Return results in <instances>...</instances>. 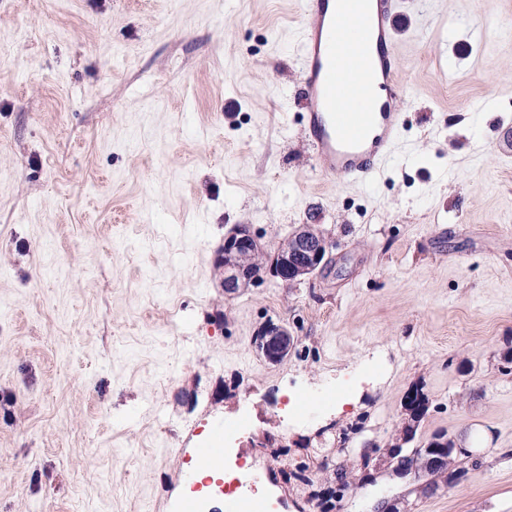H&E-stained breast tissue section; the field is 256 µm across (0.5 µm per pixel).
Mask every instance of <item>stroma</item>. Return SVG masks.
I'll use <instances>...</instances> for the list:
<instances>
[{"instance_id":"35a3bbf8","label":"stroma","mask_w":512,"mask_h":512,"mask_svg":"<svg viewBox=\"0 0 512 512\" xmlns=\"http://www.w3.org/2000/svg\"><path fill=\"white\" fill-rule=\"evenodd\" d=\"M302 4L0 0V512H182L238 418L292 479L248 434L226 457L283 512H512V0H405V126L367 186L313 165ZM238 224L270 254L315 225L331 261L225 294ZM409 425L464 475L397 477ZM267 336H271L267 339ZM288 336V328L282 325H271L261 335L255 339L254 344L262 347L268 354H278L286 347V338ZM224 431L223 429L216 430L213 434L212 440L203 446L194 448L196 455L205 462H210L214 466H219L224 453Z\"/></svg>"}]
</instances>
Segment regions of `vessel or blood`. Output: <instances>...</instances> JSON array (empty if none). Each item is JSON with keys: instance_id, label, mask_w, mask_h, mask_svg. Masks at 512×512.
Wrapping results in <instances>:
<instances>
[{"instance_id": "obj_1", "label": "vessel or blood", "mask_w": 512, "mask_h": 512, "mask_svg": "<svg viewBox=\"0 0 512 512\" xmlns=\"http://www.w3.org/2000/svg\"><path fill=\"white\" fill-rule=\"evenodd\" d=\"M303 13L301 110L314 165L333 181H374L395 157L408 98L392 51L400 0H304ZM223 443L215 431L195 453L220 465Z\"/></svg>"}]
</instances>
